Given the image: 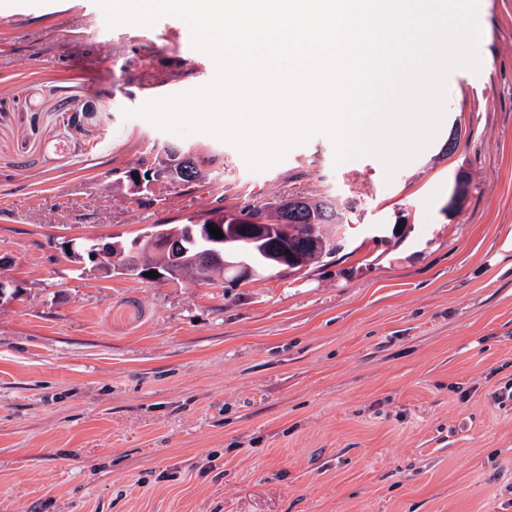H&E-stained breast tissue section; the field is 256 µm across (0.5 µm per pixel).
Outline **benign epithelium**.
Returning <instances> with one entry per match:
<instances>
[{
  "label": "benign epithelium",
  "instance_id": "obj_1",
  "mask_svg": "<svg viewBox=\"0 0 512 512\" xmlns=\"http://www.w3.org/2000/svg\"><path fill=\"white\" fill-rule=\"evenodd\" d=\"M165 176L162 167L154 164L125 174L120 183H129L132 192L141 199L151 195L154 186ZM224 218L225 215L218 212L202 218L196 216L190 223L174 230L155 225L140 241L152 250L169 255V266L165 273L157 271L154 278L146 276L142 266L127 262L125 249L118 242L111 244L95 239L93 245H83L82 266L90 275H122L143 284H154L178 281L187 271L203 280L208 265L219 263L226 269H235L237 281L244 282L258 276L269 263L294 271L302 263V253L309 250L324 252L335 246L333 239L324 232V225L315 223L311 216L303 224H290L286 218L271 224L257 213L250 215L243 224H226ZM211 225L221 229L223 237L212 236L209 232ZM243 232L253 244L248 252L239 245Z\"/></svg>",
  "mask_w": 512,
  "mask_h": 512
}]
</instances>
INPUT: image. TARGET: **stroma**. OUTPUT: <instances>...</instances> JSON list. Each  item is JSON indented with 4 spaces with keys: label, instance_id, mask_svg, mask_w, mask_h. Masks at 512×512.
I'll return each instance as SVG.
<instances>
[{
    "label": "stroma",
    "instance_id": "1",
    "mask_svg": "<svg viewBox=\"0 0 512 512\" xmlns=\"http://www.w3.org/2000/svg\"><path fill=\"white\" fill-rule=\"evenodd\" d=\"M478 22L479 72L394 177L324 135L253 172L140 114L217 71L184 20L0 0V512H512V0ZM178 142L214 158L197 184L118 187ZM296 196L339 214L298 272L145 285L62 249Z\"/></svg>",
    "mask_w": 512,
    "mask_h": 512
}]
</instances>
